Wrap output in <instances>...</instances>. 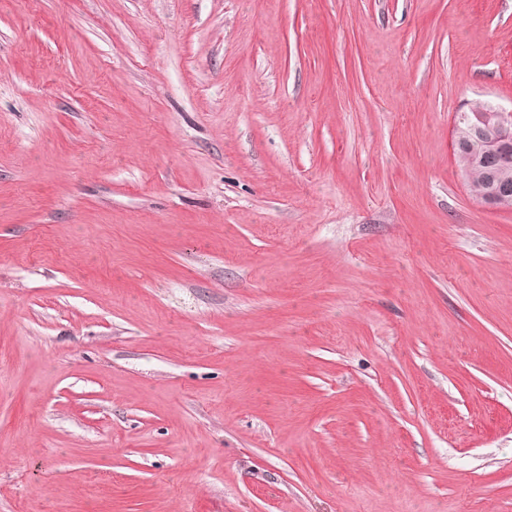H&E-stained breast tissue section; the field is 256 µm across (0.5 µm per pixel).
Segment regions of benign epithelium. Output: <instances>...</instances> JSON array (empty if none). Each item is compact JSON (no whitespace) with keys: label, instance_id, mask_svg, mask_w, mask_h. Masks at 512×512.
Masks as SVG:
<instances>
[{"label":"benign epithelium","instance_id":"1","mask_svg":"<svg viewBox=\"0 0 512 512\" xmlns=\"http://www.w3.org/2000/svg\"><path fill=\"white\" fill-rule=\"evenodd\" d=\"M454 144L464 174L484 172L485 192L475 200L512 211V110L470 108L454 126Z\"/></svg>","mask_w":512,"mask_h":512}]
</instances>
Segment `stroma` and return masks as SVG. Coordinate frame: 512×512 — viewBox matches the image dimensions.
<instances>
[{"instance_id": "stroma-1", "label": "stroma", "mask_w": 512, "mask_h": 512, "mask_svg": "<svg viewBox=\"0 0 512 512\" xmlns=\"http://www.w3.org/2000/svg\"><path fill=\"white\" fill-rule=\"evenodd\" d=\"M512 0H0V512H512ZM454 144L464 174L480 170L466 181L472 196L481 188L484 172L485 192L474 199L512 211V110L490 104L471 107L454 126Z\"/></svg>"}]
</instances>
